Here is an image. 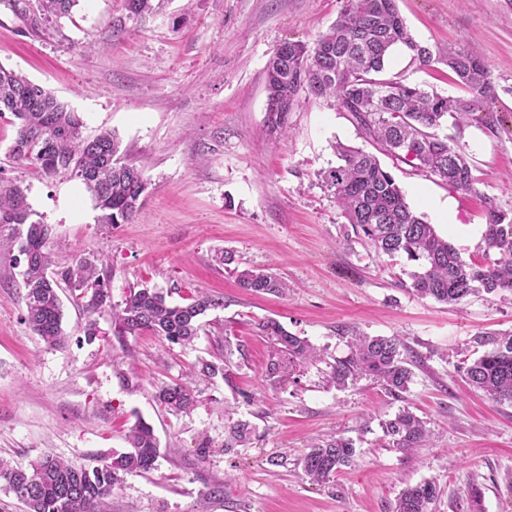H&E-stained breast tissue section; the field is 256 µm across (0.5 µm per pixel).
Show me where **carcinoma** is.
Listing matches in <instances>:
<instances>
[{"mask_svg": "<svg viewBox=\"0 0 512 512\" xmlns=\"http://www.w3.org/2000/svg\"><path fill=\"white\" fill-rule=\"evenodd\" d=\"M24 25L38 30L70 16L79 0H38L34 9L20 0H6ZM128 15L143 19L155 10L154 0H126ZM400 47L421 67L434 62L448 66L467 96H443L404 80L384 77L391 51ZM267 98L278 107L267 113L272 133H284L288 112L306 90L316 97H332L342 112L395 161L438 177L448 186L476 191V179L464 149L438 129L447 121L459 128L477 121L485 104L496 97L497 86L484 60L465 44L448 46L433 54L418 42L400 16L396 0H348L329 31L313 44H282L265 70ZM10 113L17 135L9 149L12 161L33 165L47 178L79 180L101 211L102 224H127L142 202L147 179L142 169L128 163L120 152L116 134L104 130L88 137L73 109L48 89L0 66V116ZM340 163L322 173L327 189L334 191L341 215L356 237L391 259L404 257L413 264L408 273L413 291L443 304H457L475 293L512 294V213L502 210L495 198L483 197L487 224L483 256L465 261L434 226L409 206L394 176L366 150L338 144ZM49 225L33 219L24 190L0 177V252L16 249L24 257L21 288L25 321L46 344L64 341L60 283L79 291L88 313L111 304L108 280L95 264L78 257L58 271L50 270L47 249ZM496 258H490V253ZM238 285L246 291L282 295L288 285L263 269H233ZM221 306L219 300L196 290L182 304L167 302L157 288L129 291L123 305L112 309L118 335L149 331L171 344L193 345L201 329L200 319ZM263 330L277 337L288 361L316 360V349L307 340L288 333L274 322ZM473 342L486 348L478 358L463 362L459 371L467 383L496 403L512 402V334L480 332ZM396 336L361 335L350 354L332 366L329 379L343 385L360 376L376 380L393 397L407 391L414 360ZM157 400L173 412H187L196 404L187 381L161 387ZM250 424L237 422L224 447L244 442ZM393 447L410 452L426 445L429 430L411 410L404 408L382 423ZM127 452L112 461L86 467L56 455H44L27 467L0 461V482L23 505L24 512H100L102 501L126 475L153 468L159 453L154 429L138 421L128 429ZM353 440L330 436L315 444L300 459L303 475L313 483H325L353 462ZM432 481L408 486L399 494L393 512H432L437 498Z\"/></svg>", "mask_w": 512, "mask_h": 512, "instance_id": "1", "label": "carcinoma"}]
</instances>
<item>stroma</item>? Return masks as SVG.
Masks as SVG:
<instances>
[{
    "instance_id": "obj_1",
    "label": "stroma",
    "mask_w": 512,
    "mask_h": 512,
    "mask_svg": "<svg viewBox=\"0 0 512 512\" xmlns=\"http://www.w3.org/2000/svg\"><path fill=\"white\" fill-rule=\"evenodd\" d=\"M144 19L125 0H79L59 25L30 32L0 5V65L52 91L81 117L83 133L115 132L148 185L132 223H100L79 181L45 178L7 156L16 137L0 118V176L24 188L34 217L52 229L48 247L62 264L101 260L112 304L87 314L61 288L67 335L45 344L25 323L22 270L0 258V459L29 465L45 454L97 465L128 451V428L151 424L159 440L153 470L124 476L103 512H393L407 486L440 490L433 512H512V403L473 390L459 366L476 358L473 336L512 332V302L497 295L446 305L411 289L404 259L391 260L354 237L323 184L337 144L364 146L334 100L300 93L286 135L266 126L264 70L283 43H313L345 0H157ZM413 37L432 49L462 42L488 65L498 95L493 127L454 133L477 180L475 192L381 157L410 207L463 259L484 245H462L432 205H448L462 225L485 224L483 196L512 210V6L506 0H397ZM386 77L460 96L447 66L422 68L391 53ZM239 268L270 267L286 295L240 288L217 253ZM161 289L182 303L206 289L210 310L193 347L148 332L119 336L112 305L129 287ZM94 335H86L87 321ZM273 321L307 339L317 361L289 363ZM396 336L415 360L406 392L393 398L373 379L346 386L328 375L350 351L353 334ZM222 364L215 377L199 361ZM284 366L268 372L270 363ZM191 379L197 403L187 413L157 401L159 387ZM409 408L433 433L430 444L394 448L381 423ZM249 422L246 443L228 448L230 425ZM352 439L351 467L329 482H309L298 464L331 434ZM209 453L198 457L201 440ZM220 486L223 496L208 498ZM481 498L471 502L472 489Z\"/></svg>"
}]
</instances>
